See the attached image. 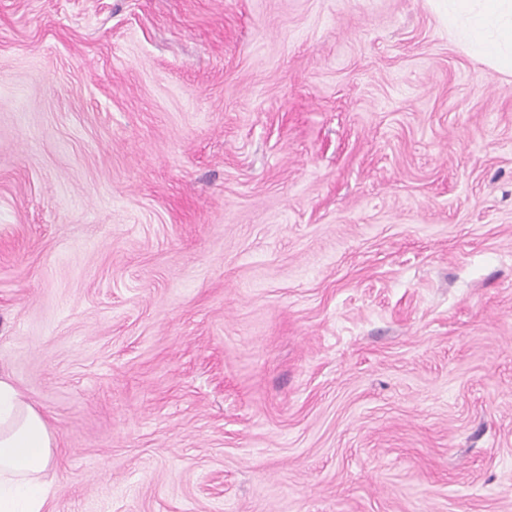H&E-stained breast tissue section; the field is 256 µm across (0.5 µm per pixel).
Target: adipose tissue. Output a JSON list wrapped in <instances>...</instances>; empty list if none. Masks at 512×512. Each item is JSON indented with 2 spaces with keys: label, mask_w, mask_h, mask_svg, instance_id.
I'll list each match as a JSON object with an SVG mask.
<instances>
[{
  "label": "adipose tissue",
  "mask_w": 512,
  "mask_h": 512,
  "mask_svg": "<svg viewBox=\"0 0 512 512\" xmlns=\"http://www.w3.org/2000/svg\"><path fill=\"white\" fill-rule=\"evenodd\" d=\"M448 30L492 64H512V0H448ZM58 450L45 416L0 372V512H47Z\"/></svg>",
  "instance_id": "ef3b65f1"
}]
</instances>
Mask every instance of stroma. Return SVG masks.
Returning <instances> with one entry per match:
<instances>
[{
  "label": "stroma",
  "mask_w": 512,
  "mask_h": 512,
  "mask_svg": "<svg viewBox=\"0 0 512 512\" xmlns=\"http://www.w3.org/2000/svg\"><path fill=\"white\" fill-rule=\"evenodd\" d=\"M447 12L0 0L51 512H512V71Z\"/></svg>",
  "instance_id": "1"
}]
</instances>
